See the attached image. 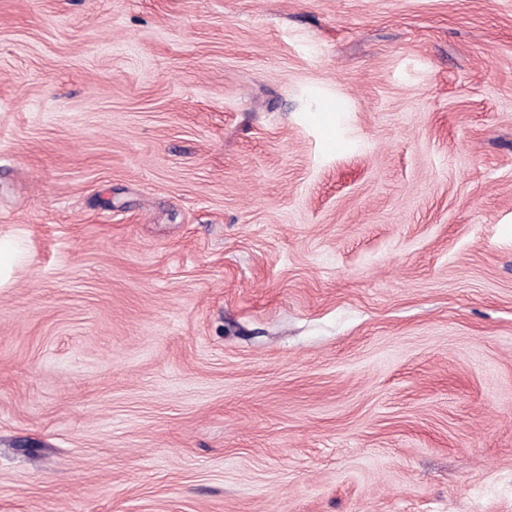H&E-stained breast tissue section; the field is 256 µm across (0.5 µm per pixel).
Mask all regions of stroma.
Segmentation results:
<instances>
[{
    "mask_svg": "<svg viewBox=\"0 0 512 512\" xmlns=\"http://www.w3.org/2000/svg\"><path fill=\"white\" fill-rule=\"evenodd\" d=\"M0 512H512V0H0Z\"/></svg>",
    "mask_w": 512,
    "mask_h": 512,
    "instance_id": "obj_1",
    "label": "stroma"
}]
</instances>
